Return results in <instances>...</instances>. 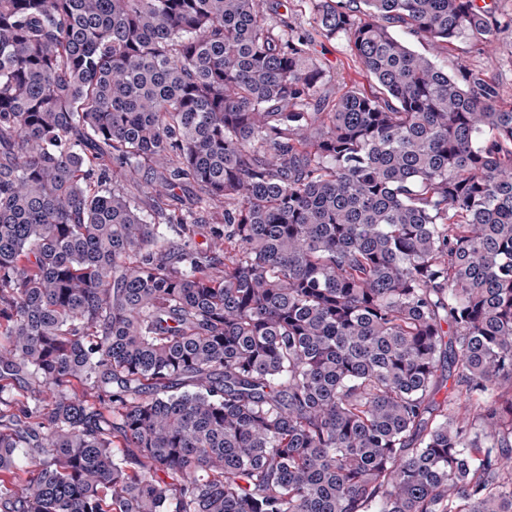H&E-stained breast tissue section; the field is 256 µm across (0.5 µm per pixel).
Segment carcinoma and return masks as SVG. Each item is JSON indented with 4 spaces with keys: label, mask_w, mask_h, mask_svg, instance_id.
<instances>
[{
    "label": "carcinoma",
    "mask_w": 512,
    "mask_h": 512,
    "mask_svg": "<svg viewBox=\"0 0 512 512\" xmlns=\"http://www.w3.org/2000/svg\"><path fill=\"white\" fill-rule=\"evenodd\" d=\"M309 2L0 0V512H512L495 0ZM295 23L303 31L311 33L315 55L330 69L332 82L326 86V91L334 97L337 90L359 89L368 91L372 82L361 66L351 56L346 41L343 38L326 40L314 29L312 14L305 2L295 5ZM449 72L457 68L482 70L486 78L496 82L505 104L512 102V25L505 24L497 31L490 50L477 53L466 43H457L435 58Z\"/></svg>",
    "instance_id": "1"
}]
</instances>
